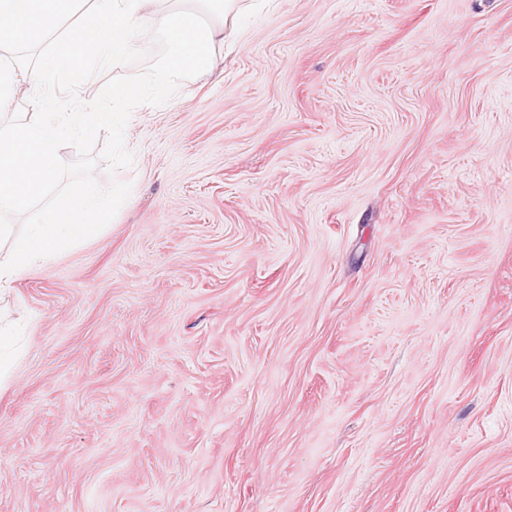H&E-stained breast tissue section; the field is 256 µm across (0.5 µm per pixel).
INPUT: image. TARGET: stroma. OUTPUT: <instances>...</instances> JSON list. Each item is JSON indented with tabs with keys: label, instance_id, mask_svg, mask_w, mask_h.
Masks as SVG:
<instances>
[{
	"label": "stroma",
	"instance_id": "1",
	"mask_svg": "<svg viewBox=\"0 0 512 512\" xmlns=\"http://www.w3.org/2000/svg\"><path fill=\"white\" fill-rule=\"evenodd\" d=\"M253 4L0 293V512H512V0Z\"/></svg>",
	"mask_w": 512,
	"mask_h": 512
}]
</instances>
